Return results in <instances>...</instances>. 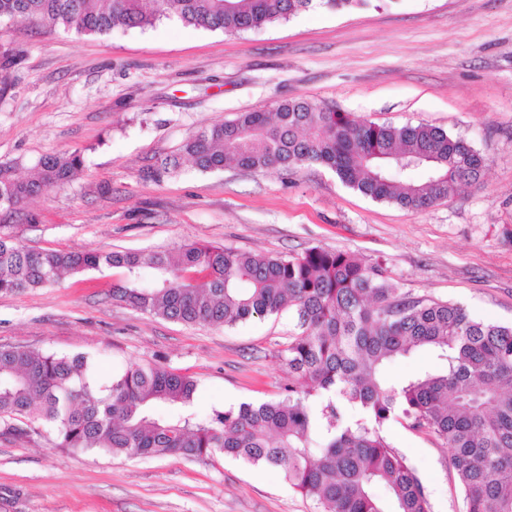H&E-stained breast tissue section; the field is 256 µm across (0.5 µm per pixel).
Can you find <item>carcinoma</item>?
<instances>
[{
	"instance_id": "1",
	"label": "carcinoma",
	"mask_w": 512,
	"mask_h": 512,
	"mask_svg": "<svg viewBox=\"0 0 512 512\" xmlns=\"http://www.w3.org/2000/svg\"><path fill=\"white\" fill-rule=\"evenodd\" d=\"M314 0H0V20L82 35L144 28L176 17L236 33L286 20ZM201 171L333 169L365 196L425 209L462 185L481 184L485 159L464 139L429 125L358 122L308 101L242 112L186 142ZM81 153H51L30 178L0 162V211L19 212L63 187ZM122 269L112 299L187 325L232 327L295 312L299 332L278 351L296 385L276 401L192 410L197 383L160 366L133 365L107 381L85 354L0 346V432L34 433L54 448L112 456L222 453L278 469L319 512H429L425 487L382 434L390 421L452 448L465 512H512V326L475 319L448 301L411 298L356 256L318 247L297 256L209 244L161 251H33L0 233V294L55 284L63 275ZM420 350L430 371L390 382L387 365ZM323 398L315 408L311 399ZM361 416L350 419L345 406Z\"/></svg>"
}]
</instances>
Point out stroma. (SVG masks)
I'll return each instance as SVG.
<instances>
[{"label": "stroma", "instance_id": "obj_1", "mask_svg": "<svg viewBox=\"0 0 512 512\" xmlns=\"http://www.w3.org/2000/svg\"><path fill=\"white\" fill-rule=\"evenodd\" d=\"M16 56L0 95V161L20 175L42 155L81 151L82 172L29 199L34 223L0 232L36 251L176 253L194 242L299 255L311 247L381 265L401 292L512 323V0H315L288 20L239 33L163 18L80 35L0 20ZM285 100L361 122L430 124L486 161L481 186L424 210L376 201L326 166L197 169L182 148L199 130ZM179 168L156 178L157 159ZM119 269L0 294V345L92 355L111 378L134 364L192 376L202 413L278 399V350L291 312L233 327L186 325L113 301ZM383 434L424 484L430 512H463L451 451L392 421ZM0 512H318L282 473L218 454L128 459L0 435Z\"/></svg>", "mask_w": 512, "mask_h": 512}]
</instances>
